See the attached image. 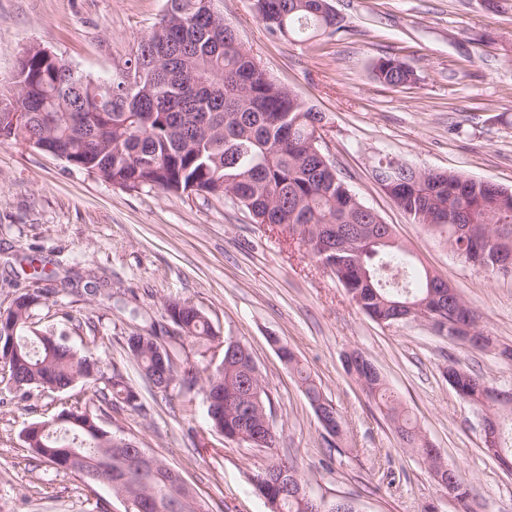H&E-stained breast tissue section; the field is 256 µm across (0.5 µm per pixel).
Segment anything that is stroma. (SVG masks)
<instances>
[{
  "instance_id": "1",
  "label": "stroma",
  "mask_w": 512,
  "mask_h": 512,
  "mask_svg": "<svg viewBox=\"0 0 512 512\" xmlns=\"http://www.w3.org/2000/svg\"><path fill=\"white\" fill-rule=\"evenodd\" d=\"M343 31L312 43L271 38L251 0L215 10L267 76L327 119L323 152L361 201L394 226L418 266L448 281L480 328L512 344V278L475 271L447 234L412 219L372 177L379 159L450 170L512 189V7L484 0H332ZM165 0H0V88L24 48L39 45L99 79L111 77L161 18ZM392 56L418 75L390 87L373 61ZM67 269V295L35 311L40 326L66 329L71 344L120 373L141 409L100 415L115 436L179 471L208 512H271L253 478L292 465L311 493L352 501L357 512H459L427 463L402 447L343 356L358 350L434 447L461 469L478 512H512V475L483 450L476 409L443 376L448 363L512 391V366L493 353L448 342L422 322L380 324L349 299L335 274L272 224L253 223L230 198L126 190L28 145L0 142V310L29 285L31 259ZM197 306L215 340L183 339L199 364L233 337L249 349L270 398L274 449L225 441L206 425L200 385L165 398L126 351L137 323L162 320L170 300ZM294 351L341 413L346 436L328 444L304 389L269 336ZM63 396L14 398L0 383V512H124L105 485H86L32 459L25 427L48 419Z\"/></svg>"
}]
</instances>
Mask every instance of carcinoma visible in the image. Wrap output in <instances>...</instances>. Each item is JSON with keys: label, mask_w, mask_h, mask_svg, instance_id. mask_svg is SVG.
Segmentation results:
<instances>
[{"label": "carcinoma", "mask_w": 512, "mask_h": 512, "mask_svg": "<svg viewBox=\"0 0 512 512\" xmlns=\"http://www.w3.org/2000/svg\"><path fill=\"white\" fill-rule=\"evenodd\" d=\"M172 15L161 18L148 40L166 47L162 59L153 61L139 42L124 61L141 71L138 87L124 86L116 71L107 81L85 75L43 50L33 48L16 64L9 91H0V140L27 143L61 142L71 151L76 167L93 173L123 189H159L172 194H198L222 198L231 191L237 202L258 224H276L281 231L305 245L321 259L324 249L340 258L336 273L351 300L376 322L391 324L407 304H420L430 295V284L439 276L426 269L414 270L408 251L396 239L393 226L349 188L335 167L327 168L311 149L309 140L321 122L319 112L297 94L257 75L248 61L251 53L227 33L211 28L208 18L195 14V0H166ZM329 0H263L260 18L267 34L278 40L313 42L343 28L324 8ZM374 78L392 87L417 80L409 66L392 57H381L372 67ZM26 95L32 104L21 124L13 123V96ZM384 188L416 224H428V216L442 210L458 213L470 225L472 237L455 236L447 225L449 243L461 260L484 272L485 259L472 252L473 237L495 243H512V194L495 192L482 181L447 171L435 179H416L403 174ZM36 270L35 287L18 295L13 305L0 311V371L16 396L25 399L31 390L67 392L68 406L50 419L34 423L24 432V443L33 456L58 473L73 474L86 484L95 476L112 472V492L120 499H153L154 512H206L192 492L182 487L177 472L156 458L136 463L131 450L117 444L118 438L103 429L98 413L114 406L137 409L138 393L123 377L107 375L100 359L81 353L66 335L41 328L35 311L46 299L37 287L51 279ZM448 308L462 318L478 323L476 315L459 294L446 298ZM165 316L183 335L212 338L214 332L203 312L193 304L172 300ZM162 329L125 337L128 354L143 374L154 368V347L165 340ZM482 350L512 365V353L497 351L498 342L480 331ZM224 366L206 376L202 390H224V414L208 416L212 429L251 438L266 433L265 389L251 391L246 365L237 353L224 352ZM289 364L299 376L310 404L324 403L342 417L321 388L299 367ZM367 394L383 407L406 448L424 455L430 447L420 428L389 391L382 374L364 365L347 369ZM460 397L481 416L496 424L497 459L512 463V425L501 413L512 405L501 400L498 389L484 376L466 370ZM194 370H178L173 364L168 382L157 389L169 394L177 383L189 382ZM456 474L454 498L462 512H472V494L460 468L442 455L431 459ZM272 463L264 479L254 485L266 498H279L277 512H308L309 501L299 493L304 486L296 470Z\"/></svg>", "instance_id": "cac0c4a2"}]
</instances>
